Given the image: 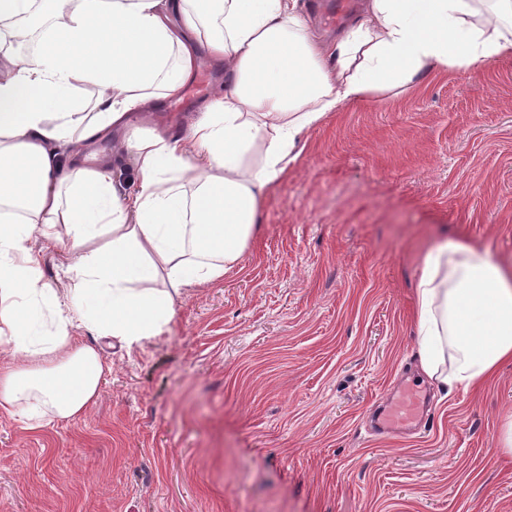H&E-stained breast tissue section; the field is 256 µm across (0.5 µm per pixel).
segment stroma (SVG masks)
Instances as JSON below:
<instances>
[{
    "label": "stroma",
    "instance_id": "obj_1",
    "mask_svg": "<svg viewBox=\"0 0 512 512\" xmlns=\"http://www.w3.org/2000/svg\"><path fill=\"white\" fill-rule=\"evenodd\" d=\"M224 82L133 118L188 129ZM222 281L182 289L91 408L32 430L0 413V512H512V363L440 389L420 369L415 286L444 242L512 273V60L342 103L261 202ZM418 428L372 433L401 387Z\"/></svg>",
    "mask_w": 512,
    "mask_h": 512
}]
</instances>
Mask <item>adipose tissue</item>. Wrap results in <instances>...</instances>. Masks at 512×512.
<instances>
[{
  "label": "adipose tissue",
  "instance_id": "obj_1",
  "mask_svg": "<svg viewBox=\"0 0 512 512\" xmlns=\"http://www.w3.org/2000/svg\"><path fill=\"white\" fill-rule=\"evenodd\" d=\"M297 4L0 0V345L16 355L0 366V412L83 414L111 365L74 328L128 349L161 334L183 287L223 279L304 134L343 102L512 59V0H365L330 56ZM204 61L224 88L188 136L132 122ZM116 134L138 175L127 197L95 150ZM35 233L77 252L67 288L44 281ZM415 296L439 386L479 385L512 360V275L489 252H428Z\"/></svg>",
  "mask_w": 512,
  "mask_h": 512
}]
</instances>
